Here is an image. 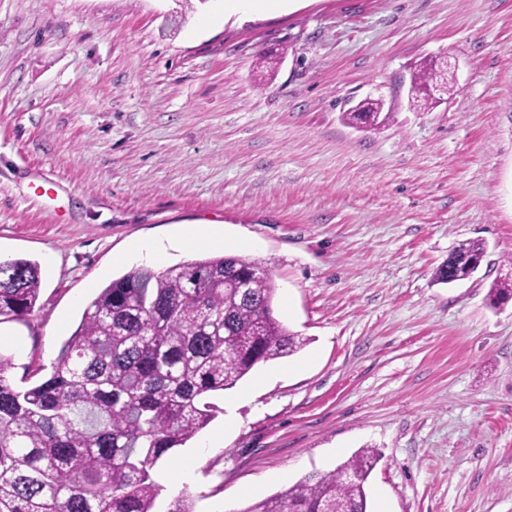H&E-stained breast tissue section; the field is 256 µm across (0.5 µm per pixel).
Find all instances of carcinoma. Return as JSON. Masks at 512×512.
<instances>
[{"label": "carcinoma", "mask_w": 512, "mask_h": 512, "mask_svg": "<svg viewBox=\"0 0 512 512\" xmlns=\"http://www.w3.org/2000/svg\"><path fill=\"white\" fill-rule=\"evenodd\" d=\"M441 68L413 78L416 102L432 103ZM349 119L377 124L381 105L361 102ZM480 241L454 247L436 281L471 277ZM250 280L247 293L235 287ZM37 263L0 261V318L24 317L38 300ZM269 270L221 255L162 272L134 268L89 302L50 375L19 390L0 356V512H155L161 486L153 469L213 418L207 401L234 387L260 362L305 345L274 317ZM494 306L512 299V278L492 284ZM379 458L364 448L334 470L311 472L243 512H368L367 483Z\"/></svg>", "instance_id": "cac0c4a2"}]
</instances>
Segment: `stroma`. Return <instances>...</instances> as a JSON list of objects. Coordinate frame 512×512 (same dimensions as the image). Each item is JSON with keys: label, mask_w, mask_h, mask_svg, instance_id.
I'll list each match as a JSON object with an SVG mask.
<instances>
[{"label": "stroma", "mask_w": 512, "mask_h": 512, "mask_svg": "<svg viewBox=\"0 0 512 512\" xmlns=\"http://www.w3.org/2000/svg\"><path fill=\"white\" fill-rule=\"evenodd\" d=\"M432 59L455 85L420 110ZM366 98L378 125L346 123ZM464 240L478 271L438 283ZM142 241L267 266L307 340L214 395L154 469L158 512H243L366 447L371 512H512V301L488 297L512 275V0H0V259L41 271L0 323L15 387Z\"/></svg>", "instance_id": "35a3bbf8"}]
</instances>
